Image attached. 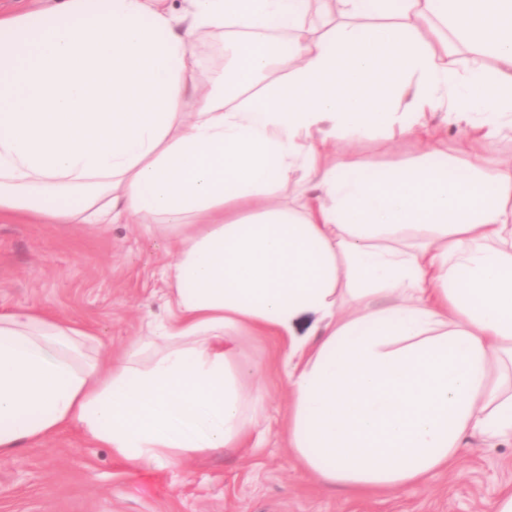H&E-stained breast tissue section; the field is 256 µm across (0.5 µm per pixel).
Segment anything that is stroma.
Instances as JSON below:
<instances>
[{"instance_id":"obj_1","label":"stroma","mask_w":512,"mask_h":512,"mask_svg":"<svg viewBox=\"0 0 512 512\" xmlns=\"http://www.w3.org/2000/svg\"><path fill=\"white\" fill-rule=\"evenodd\" d=\"M456 127L440 133L434 153L407 135L376 133L346 144L378 167L439 161L480 164L495 174L512 159V131L458 154ZM168 233L137 224H49L0 220V310L37 308L86 327L102 354L150 335L166 315L174 262ZM245 355L265 373L248 382L266 399L258 448H227L177 469H127L111 449L65 431L42 444L0 455V512H488L512 486V443L470 440L457 467L419 486L351 494L322 486L294 459L284 436L286 372L276 343L246 339Z\"/></svg>"}]
</instances>
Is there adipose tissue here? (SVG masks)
<instances>
[{"mask_svg":"<svg viewBox=\"0 0 512 512\" xmlns=\"http://www.w3.org/2000/svg\"><path fill=\"white\" fill-rule=\"evenodd\" d=\"M188 2L0 17V218L161 226L177 256L167 318L113 358L52 313H0V454L66 430L131 469L260 445L245 336L280 339L286 441L324 486L411 488L470 438L512 441V162L491 176L329 156L333 139L428 142L443 124L463 155L498 137L512 0H336L331 28L304 0ZM283 28L311 36L259 37ZM199 33L233 43L204 88ZM292 181L293 203L270 206Z\"/></svg>","mask_w":512,"mask_h":512,"instance_id":"ef3b65f1","label":"adipose tissue"}]
</instances>
